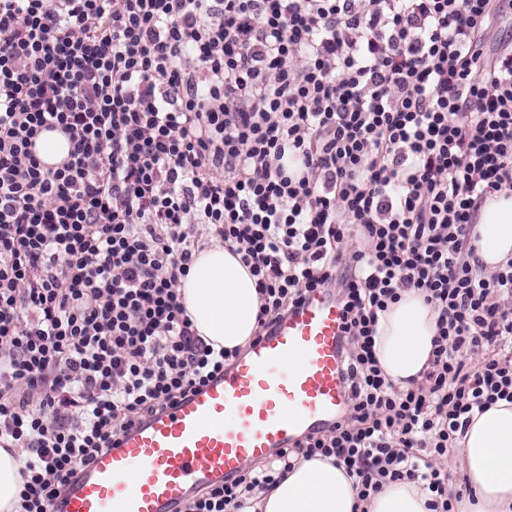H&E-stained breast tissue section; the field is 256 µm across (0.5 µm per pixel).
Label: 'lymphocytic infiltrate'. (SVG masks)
I'll list each match as a JSON object with an SVG mask.
<instances>
[{"mask_svg": "<svg viewBox=\"0 0 512 512\" xmlns=\"http://www.w3.org/2000/svg\"><path fill=\"white\" fill-rule=\"evenodd\" d=\"M512 0H0V448L51 512L118 434L223 375L180 283L203 235L257 279L259 334L317 290L343 314L345 413L185 512H245L300 460L359 501L452 512L473 411L512 403V259L478 208L512 192ZM71 149L42 163L39 136ZM438 313L400 389L374 355L402 292ZM478 254L488 269L512 258V194L487 197L477 215ZM433 500V493L421 484L402 480L386 484L360 504L365 512H433L428 506Z\"/></svg>", "mask_w": 512, "mask_h": 512, "instance_id": "f902f5d3", "label": "lymphocytic infiltrate"}]
</instances>
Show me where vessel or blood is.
<instances>
[{"label": "vessel or blood", "mask_w": 512, "mask_h": 512, "mask_svg": "<svg viewBox=\"0 0 512 512\" xmlns=\"http://www.w3.org/2000/svg\"><path fill=\"white\" fill-rule=\"evenodd\" d=\"M341 326L335 299L312 293L224 376L123 432L53 512H181L200 489L331 429L345 405Z\"/></svg>", "instance_id": "b4317fda"}]
</instances>
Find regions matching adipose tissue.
Segmentation results:
<instances>
[{"label":"adipose tissue","instance_id":"1","mask_svg":"<svg viewBox=\"0 0 512 512\" xmlns=\"http://www.w3.org/2000/svg\"><path fill=\"white\" fill-rule=\"evenodd\" d=\"M478 254L492 268L512 258V195L495 194L477 215ZM197 335L214 348L246 347L255 334L260 305L256 279L239 256L210 243L197 251L181 283ZM437 314L423 295L409 291L379 318L375 354L386 378L407 387L427 365ZM457 459L468 493L454 512H512V404L498 402L474 414L458 441ZM433 494L421 484H386L364 502L365 512H432ZM355 480L330 461H301L274 489L258 493L247 512H354Z\"/></svg>","mask_w":512,"mask_h":512}]
</instances>
